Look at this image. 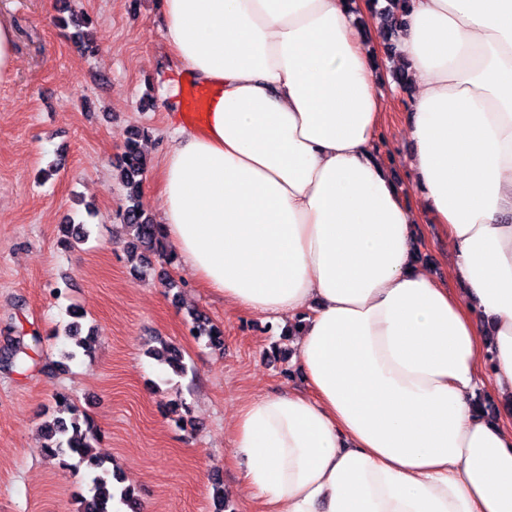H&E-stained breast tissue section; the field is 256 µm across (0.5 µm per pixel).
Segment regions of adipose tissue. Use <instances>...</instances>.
I'll list each match as a JSON object with an SVG mask.
<instances>
[{
  "instance_id": "obj_1",
  "label": "adipose tissue",
  "mask_w": 512,
  "mask_h": 512,
  "mask_svg": "<svg viewBox=\"0 0 512 512\" xmlns=\"http://www.w3.org/2000/svg\"><path fill=\"white\" fill-rule=\"evenodd\" d=\"M158 9L177 78L210 90L203 130L170 119L162 235L225 300L300 324L308 392L235 415L245 491L266 512H512V0H411L415 210L374 146L371 0ZM422 212L458 291L413 258Z\"/></svg>"
}]
</instances>
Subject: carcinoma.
<instances>
[{"mask_svg":"<svg viewBox=\"0 0 512 512\" xmlns=\"http://www.w3.org/2000/svg\"><path fill=\"white\" fill-rule=\"evenodd\" d=\"M410 2L411 0H387L389 7L381 13V17L386 21L383 36L389 40L388 55L392 61L397 58V46L392 43V40L396 37V32L402 23V16L398 15L400 9L394 7V4L404 5ZM71 24L75 28V32L72 33L75 43L87 50L90 49L88 31L93 25V20L84 16L72 20ZM148 166V158L140 150L139 141L127 140L122 160L117 166V179L126 189L128 201V206L122 213L123 221L132 233L128 253L133 262V270L141 276L152 269V263L148 257L150 253L158 255L165 263H170L162 251L160 225L151 220L142 203V177ZM192 329L197 331V336L207 337L210 345L214 347L223 345L224 331L214 324L202 321L196 314L193 315ZM63 344L65 349L62 356L66 360H73L78 354L91 350L89 339L81 337V325L76 321L70 323L65 329ZM26 355L25 347L21 346L20 342L9 339L0 360L13 366L18 362H24ZM153 356L178 376L187 372L184 356L173 344H162L161 348L155 350ZM58 407V414L44 425L49 455L60 459L76 457L79 461L87 463V467L92 470L91 485L88 494L79 499L78 512H118L124 507L134 508L136 501L131 488L118 486L115 471L104 467V461L94 459L91 453L93 441L97 439V432L90 419L86 416L80 417L66 395L58 397Z\"/></svg>","mask_w":512,"mask_h":512,"instance_id":"cac0c4a2","label":"carcinoma"}]
</instances>
